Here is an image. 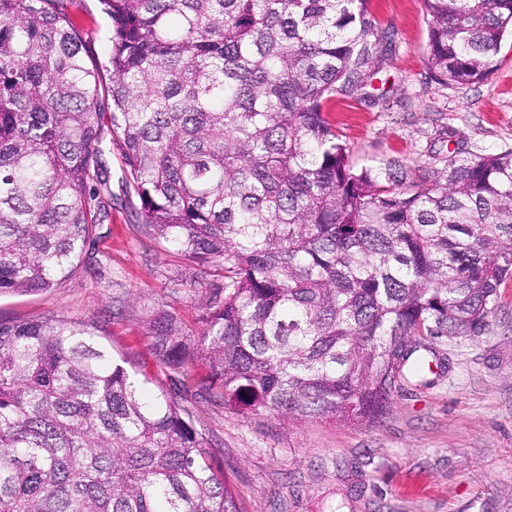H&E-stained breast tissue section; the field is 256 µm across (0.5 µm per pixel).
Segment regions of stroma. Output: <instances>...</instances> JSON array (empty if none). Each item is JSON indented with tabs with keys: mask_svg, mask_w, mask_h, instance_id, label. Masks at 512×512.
<instances>
[{
	"mask_svg": "<svg viewBox=\"0 0 512 512\" xmlns=\"http://www.w3.org/2000/svg\"><path fill=\"white\" fill-rule=\"evenodd\" d=\"M81 5L76 16L93 31L89 51L104 60L110 21L99 0ZM369 9L393 40L371 88L380 101H336L327 112L355 165L427 167L459 148L512 149L511 39L487 80L443 85L425 62L422 0H369ZM102 149L111 221L96 227L78 272L60 288L0 295V318L94 321L113 354L167 388L142 325L161 309L195 325L208 289L192 284V263L138 232L120 150L108 141ZM434 349L425 383L394 390L369 422L296 421L192 397L195 424L243 512H512V280L483 334L442 338Z\"/></svg>",
	"mask_w": 512,
	"mask_h": 512,
	"instance_id": "1",
	"label": "stroma"
}]
</instances>
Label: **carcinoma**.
Instances as JSON below:
<instances>
[{
	"mask_svg": "<svg viewBox=\"0 0 512 512\" xmlns=\"http://www.w3.org/2000/svg\"><path fill=\"white\" fill-rule=\"evenodd\" d=\"M0 0V294L47 292L110 220L120 146L141 233L219 278L191 329L146 321L168 377L240 411L363 421L477 336L512 279V150L356 169L325 117L374 101L392 53L369 0ZM427 67L478 84L512 0H423ZM112 112L100 111L104 73ZM138 377L94 323L0 318V512H241L188 393ZM81 5V10L72 7V11L84 26L93 30V41L89 48L90 55L98 61H103L107 57L110 46L108 41L110 21L102 12L98 0H81Z\"/></svg>",
	"mask_w": 512,
	"mask_h": 512,
	"instance_id": "obj_1",
	"label": "carcinoma"
}]
</instances>
